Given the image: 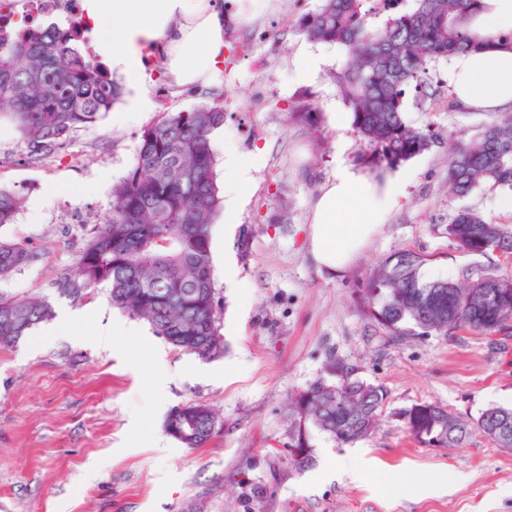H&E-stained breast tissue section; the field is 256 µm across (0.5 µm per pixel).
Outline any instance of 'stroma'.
Here are the masks:
<instances>
[{
    "label": "stroma",
    "mask_w": 512,
    "mask_h": 512,
    "mask_svg": "<svg viewBox=\"0 0 512 512\" xmlns=\"http://www.w3.org/2000/svg\"><path fill=\"white\" fill-rule=\"evenodd\" d=\"M319 4L281 0L255 13L237 36H260L263 44L232 61L211 89L176 92L160 78L149 87L155 104L174 112L220 94L225 119L215 146L264 154L233 234L225 235L220 217L210 228L222 358L174 349L145 320L114 308L106 287L75 300L58 293L63 277H75L113 185L133 165L158 112L125 125L116 119L125 105L117 103L47 158L30 155L14 126L0 122V187L25 196L0 238L32 252L0 292L54 306L51 320L0 349V512H512V450L478 431L460 448L426 447L400 417L419 403L464 419L492 404L511 406L512 335L461 329L394 339L359 301L373 266L403 250L429 256L432 279L512 267L498 252L459 251L446 233L463 205L512 225L501 191L478 190L462 201L448 193L451 148L500 115L461 106L448 85L449 64L437 65L424 107L408 105L406 114L435 134L434 146L403 164L406 193L355 264L336 276L319 270L303 226L338 163L358 167L361 150L353 126L329 121L345 109L334 81L345 49L297 31ZM302 50L328 58L305 85L292 80ZM303 101L316 107L313 122L289 112ZM228 253L233 286L223 279ZM332 359L384 385L386 406L374 433L354 443L312 432V459L301 469L290 454V402L322 379ZM189 402L218 415L206 447H183L164 429L168 415ZM349 464L363 465L361 475H348Z\"/></svg>",
    "instance_id": "obj_1"
}]
</instances>
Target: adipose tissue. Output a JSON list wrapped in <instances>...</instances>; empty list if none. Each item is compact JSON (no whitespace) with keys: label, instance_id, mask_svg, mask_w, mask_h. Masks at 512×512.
Masks as SVG:
<instances>
[{"label":"adipose tissue","instance_id":"ef3b65f1","mask_svg":"<svg viewBox=\"0 0 512 512\" xmlns=\"http://www.w3.org/2000/svg\"><path fill=\"white\" fill-rule=\"evenodd\" d=\"M251 2L237 0L235 10L227 14L216 0H84L85 26L95 54L121 73L133 91L120 122H138L154 109L148 93L155 77L147 69L149 57L159 59L160 75L172 88L211 86L230 46L228 30L249 21ZM448 81L464 106L487 111L512 106V51L459 55L451 63ZM262 161V152L245 157L235 146H225V224L235 223ZM406 183L401 175L380 182L339 165L309 215L308 246L315 264L333 275L347 270L380 233Z\"/></svg>","mask_w":512,"mask_h":512}]
</instances>
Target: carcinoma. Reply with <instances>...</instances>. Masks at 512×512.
Returning <instances> with one entry per match:
<instances>
[{
  "label": "carcinoma",
  "instance_id": "cac0c4a2",
  "mask_svg": "<svg viewBox=\"0 0 512 512\" xmlns=\"http://www.w3.org/2000/svg\"><path fill=\"white\" fill-rule=\"evenodd\" d=\"M483 0H321L301 19L298 33L316 43L340 44L348 59L334 75L364 143L359 158L371 169H394L429 151L433 136L408 123L404 99L422 96L432 64L461 54L512 50V32L483 36L474 30ZM81 20L23 27L0 37V118H8L35 155L48 156L77 128L95 123L122 95L112 70L82 52ZM220 99L190 112H162L142 133L136 163L112 187L104 222L80 252V279L60 283L77 297L101 284L112 305L149 323L155 335L201 360L224 356L221 305L212 262L210 224L224 208L216 182L212 134L224 126ZM448 186L459 199L478 189H512V116L487 126L479 138L456 146L448 160ZM24 202L0 188V224H10ZM448 238L457 249L512 257V228L491 224L463 206L453 214ZM28 245L0 240V279L30 261ZM427 258L395 253L373 268L363 290L365 313L389 335L443 333L467 328L477 335L512 334V273L465 271L463 281L426 279ZM489 291L499 302L473 303ZM54 316L43 298L0 294V348L12 347ZM326 378L295 393L293 420L339 443L368 437L376 428L387 391L330 362ZM444 408L417 404L402 412L408 432L428 447L458 448L472 428L490 434L482 418L459 420L460 431L441 435ZM207 405L176 408L165 430L187 448L204 446L217 433Z\"/></svg>",
  "mask_w": 512,
  "mask_h": 512
}]
</instances>
